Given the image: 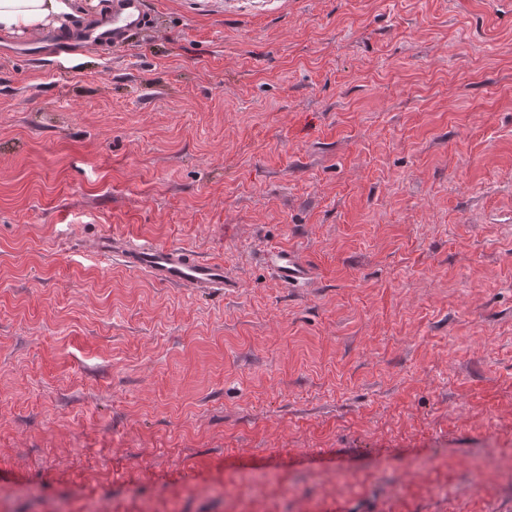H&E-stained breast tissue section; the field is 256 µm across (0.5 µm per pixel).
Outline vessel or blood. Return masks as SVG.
<instances>
[{"mask_svg":"<svg viewBox=\"0 0 512 512\" xmlns=\"http://www.w3.org/2000/svg\"><path fill=\"white\" fill-rule=\"evenodd\" d=\"M149 23L144 0H112V16L107 21L88 26L82 41L86 44L117 43L128 29L143 28ZM121 260L129 269L147 273L155 281L179 288L223 292L224 265L200 259L189 250L171 245L147 244L126 247ZM272 263L283 282L303 280L305 272L291 254L278 250Z\"/></svg>","mask_w":512,"mask_h":512,"instance_id":"b4317fda","label":"vessel or blood"}]
</instances>
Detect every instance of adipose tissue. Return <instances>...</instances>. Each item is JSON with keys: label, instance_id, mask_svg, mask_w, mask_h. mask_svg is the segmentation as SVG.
<instances>
[{"label": "adipose tissue", "instance_id": "1", "mask_svg": "<svg viewBox=\"0 0 512 512\" xmlns=\"http://www.w3.org/2000/svg\"><path fill=\"white\" fill-rule=\"evenodd\" d=\"M82 11V0H0V33H37L55 19L77 17Z\"/></svg>", "mask_w": 512, "mask_h": 512}]
</instances>
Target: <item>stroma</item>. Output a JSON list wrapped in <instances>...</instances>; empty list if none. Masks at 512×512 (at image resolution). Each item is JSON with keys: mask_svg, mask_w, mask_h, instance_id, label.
I'll use <instances>...</instances> for the list:
<instances>
[{"mask_svg": "<svg viewBox=\"0 0 512 512\" xmlns=\"http://www.w3.org/2000/svg\"><path fill=\"white\" fill-rule=\"evenodd\" d=\"M147 8L0 38V512H512V0ZM149 23L144 0H113L112 18L88 26L80 43H118L130 28H143ZM121 260L129 269L145 272L155 281L179 288L224 291V264L200 259L178 246L147 244L124 249ZM271 260L283 282H299L304 279L303 267L293 259L290 253L283 250L274 251Z\"/></svg>", "mask_w": 512, "mask_h": 512, "instance_id": "1", "label": "stroma"}]
</instances>
